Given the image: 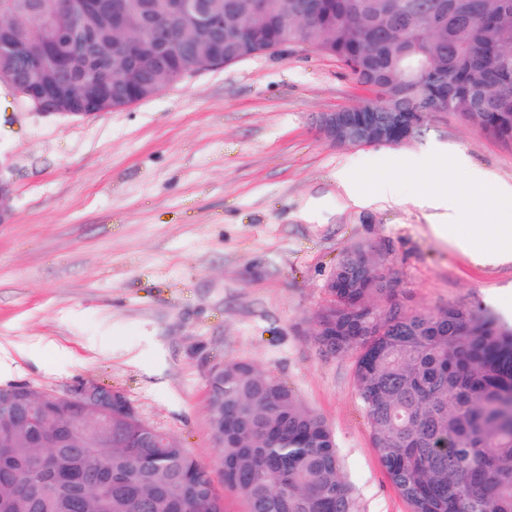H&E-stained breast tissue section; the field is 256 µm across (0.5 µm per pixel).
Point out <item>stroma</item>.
I'll return each mask as SVG.
<instances>
[{
	"instance_id": "stroma-1",
	"label": "stroma",
	"mask_w": 512,
	"mask_h": 512,
	"mask_svg": "<svg viewBox=\"0 0 512 512\" xmlns=\"http://www.w3.org/2000/svg\"><path fill=\"white\" fill-rule=\"evenodd\" d=\"M357 101L334 59L291 50L83 119L44 116L0 83V385L117 388L208 464V372L246 361L329 425L359 512H408L372 446L354 354L316 340L326 284L368 247L406 312L487 310L512 264L439 241L418 195L352 203L338 174L442 142L512 183V146L440 112L398 145L336 147L317 118Z\"/></svg>"
}]
</instances>
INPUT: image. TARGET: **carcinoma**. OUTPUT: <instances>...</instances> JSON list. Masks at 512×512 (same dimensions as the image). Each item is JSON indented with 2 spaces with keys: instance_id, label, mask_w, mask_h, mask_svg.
<instances>
[{
  "instance_id": "1",
  "label": "carcinoma",
  "mask_w": 512,
  "mask_h": 512,
  "mask_svg": "<svg viewBox=\"0 0 512 512\" xmlns=\"http://www.w3.org/2000/svg\"><path fill=\"white\" fill-rule=\"evenodd\" d=\"M0 0L8 21L0 40L36 47L77 15L92 34L74 71L115 54L108 16L88 0ZM224 13V34L187 21L179 0H126L132 28L154 16L175 40L214 45L234 64L262 55L273 41L313 47L336 60L372 97L356 114L400 108L405 116L449 109L512 146V0H210ZM167 47L146 33L135 65L112 83L139 80L150 98L173 82L189 51L168 52L165 78L152 61ZM374 288L330 291L322 327L354 310L381 318L364 336L317 335L332 354L356 353L354 385L373 447L409 512H512V330L485 310L450 304L403 311L399 282L367 250L346 253ZM209 432L221 457L224 490L243 512H356L341 475L333 434L280 379L244 361L224 362L207 378ZM0 419V512H224L210 466L163 433L160 447L138 444L146 426L124 417L71 432L63 417L42 413L39 428L54 444L45 455L22 418Z\"/></svg>"
}]
</instances>
